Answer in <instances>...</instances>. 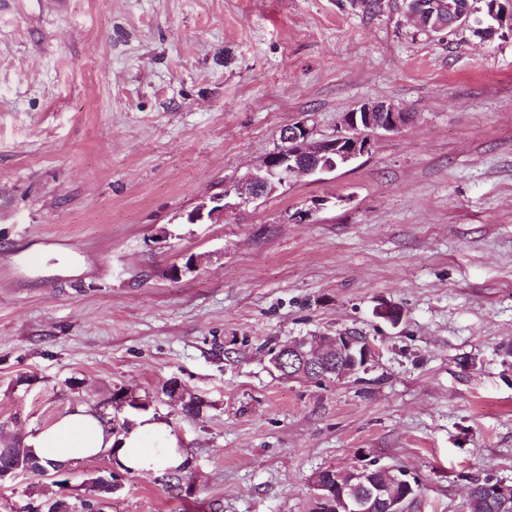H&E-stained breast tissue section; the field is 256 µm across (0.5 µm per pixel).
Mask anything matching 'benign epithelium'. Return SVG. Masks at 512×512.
I'll return each mask as SVG.
<instances>
[{"instance_id": "7a95c632", "label": "benign epithelium", "mask_w": 512, "mask_h": 512, "mask_svg": "<svg viewBox=\"0 0 512 512\" xmlns=\"http://www.w3.org/2000/svg\"><path fill=\"white\" fill-rule=\"evenodd\" d=\"M441 6L447 9L448 22L435 21L425 27L427 34H441L450 28L470 26V17L458 13L447 0H430L423 5V9L434 14ZM410 119V113L393 104L368 100L343 115L342 127L336 134L318 138L309 119L299 118L281 129L280 139L287 147L274 151L258 168L240 177L233 187L234 193L246 203L277 191L299 174L316 176L351 166L370 152L374 137L398 134ZM224 199L223 195L213 199L215 205L211 207L205 203L200 205L188 215V222L196 224L204 220L216 222L224 219ZM325 345L336 353L338 380L350 378L367 368L373 358V349L368 342L342 333L319 336L315 341L305 338L301 343L291 346V349L295 355L308 360L311 354ZM370 471L368 466L350 470L351 478L342 488L338 512H372L377 505L382 507L383 512H405L397 500L381 498L376 501L372 496L363 495L361 489L365 487Z\"/></svg>"}]
</instances>
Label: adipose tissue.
<instances>
[{
    "instance_id": "1",
    "label": "adipose tissue",
    "mask_w": 512,
    "mask_h": 512,
    "mask_svg": "<svg viewBox=\"0 0 512 512\" xmlns=\"http://www.w3.org/2000/svg\"><path fill=\"white\" fill-rule=\"evenodd\" d=\"M25 444L43 464L89 461L108 451L119 469L140 475L179 468L186 458L161 417L137 414L128 430L116 436L95 410L85 406L34 431Z\"/></svg>"
}]
</instances>
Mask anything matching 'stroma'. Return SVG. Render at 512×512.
<instances>
[{"instance_id":"35a3bbf8","label":"stroma","mask_w":512,"mask_h":512,"mask_svg":"<svg viewBox=\"0 0 512 512\" xmlns=\"http://www.w3.org/2000/svg\"><path fill=\"white\" fill-rule=\"evenodd\" d=\"M373 99L413 119L356 164L225 195L283 126ZM336 332L366 371L268 362ZM116 387L169 423L182 492L105 453L0 483V512L111 474L103 512H313L314 473L372 462L416 478L410 512L512 485V39L420 34L405 0H0V448L81 405L129 419ZM224 199V196H220L219 198H213L212 200V203H222V205H214L211 207H209L206 203L200 205L188 215V222L191 224H197L198 222H202L205 219L213 222L223 220L224 209L226 208ZM162 392L170 399H176L180 403L181 413L186 415L197 414L204 404L201 397L187 392L176 379L166 381L162 386Z\"/></svg>"}]
</instances>
